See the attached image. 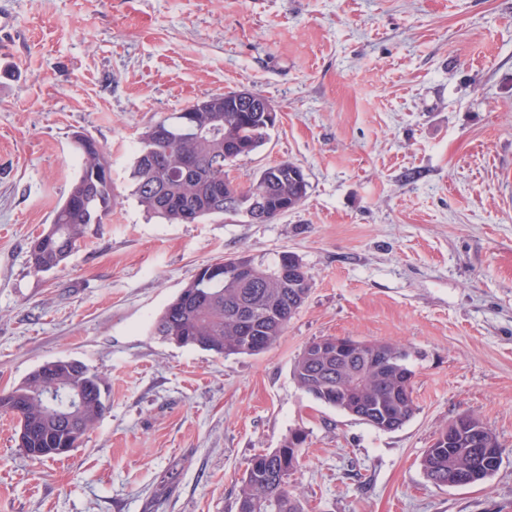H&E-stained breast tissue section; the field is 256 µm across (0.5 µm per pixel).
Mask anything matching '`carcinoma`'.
<instances>
[{"mask_svg":"<svg viewBox=\"0 0 512 512\" xmlns=\"http://www.w3.org/2000/svg\"><path fill=\"white\" fill-rule=\"evenodd\" d=\"M238 106V92L215 95L190 104L199 134L185 138L173 132L180 128L179 113L155 122L143 133L130 179L133 195L149 215L171 224L209 216L243 215L251 222L264 224L285 214L283 197L299 205L307 195L308 182L296 178L299 166L281 161L264 168L248 186L239 188L248 199L260 194L265 204L259 211L248 203H226L225 181L235 163L255 153L269 139L275 123L262 112H230ZM81 170L67 198L53 215L47 230L30 247L29 262L36 272L58 268L84 240L93 224H102L112 211L115 196L112 171L104 151L86 154L76 146ZM196 159L188 170L183 160ZM219 260L202 265L194 278L164 308L154 323L155 333L185 347L210 351L219 357L256 355L274 346L299 312L312 288L301 258L293 255L266 264L256 262L266 277L240 283L219 275L212 284H203L208 269ZM296 383L322 404L345 414L356 413L362 405L388 419L397 430L413 418L417 404L413 391L406 390V376L376 354L363 356L350 365L325 364L320 360L297 356L292 367ZM74 385L86 395L76 410L79 424L61 428L43 404V399L59 387ZM105 381L79 360L60 365L50 373L32 371L20 384L0 391V412L18 420V446L59 448L72 434L84 436L107 410ZM304 442L298 432L284 439L281 447L254 455L250 460L237 497V512H305L290 485L303 455ZM500 447L484 448L475 434L466 430L444 448H428L422 458L424 474L433 484L442 486L450 477H466L470 469L486 472L497 465L495 453Z\"/></svg>","mask_w":512,"mask_h":512,"instance_id":"cac0c4a2","label":"carcinoma"}]
</instances>
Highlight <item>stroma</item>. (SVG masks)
<instances>
[{
  "mask_svg": "<svg viewBox=\"0 0 512 512\" xmlns=\"http://www.w3.org/2000/svg\"><path fill=\"white\" fill-rule=\"evenodd\" d=\"M0 389L60 358L103 376L82 444L35 461L0 413V512H237L249 460L296 430L306 512H512V0H0ZM277 112L232 170L289 160L294 210L171 224L130 172L147 127L228 91ZM105 151L117 201L49 272L28 261ZM297 253L313 286L280 341L219 357L155 334L201 265ZM411 353L418 411L382 431L292 376L310 341ZM496 434L486 480L436 486L421 459L460 414Z\"/></svg>",
  "mask_w": 512,
  "mask_h": 512,
  "instance_id": "1",
  "label": "stroma"
}]
</instances>
